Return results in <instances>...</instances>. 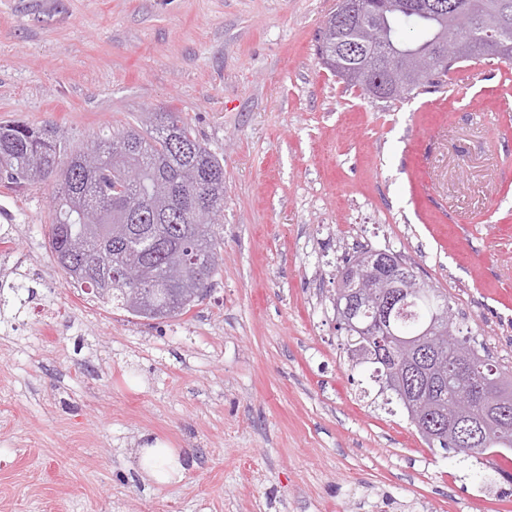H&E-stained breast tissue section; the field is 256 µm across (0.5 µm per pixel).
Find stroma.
I'll return each mask as SVG.
<instances>
[{"label": "stroma", "mask_w": 512, "mask_h": 512, "mask_svg": "<svg viewBox=\"0 0 512 512\" xmlns=\"http://www.w3.org/2000/svg\"><path fill=\"white\" fill-rule=\"evenodd\" d=\"M336 2L0 0V122L81 146L173 111L224 166L220 269L154 321L67 284L50 187L0 186V283L29 290L0 305V512H512V453L428 447L332 308L394 250L512 371V67L369 98L316 54ZM146 436L181 480H142Z\"/></svg>", "instance_id": "obj_1"}]
</instances>
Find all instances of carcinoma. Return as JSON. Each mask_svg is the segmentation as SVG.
<instances>
[{
    "label": "carcinoma",
    "mask_w": 512,
    "mask_h": 512,
    "mask_svg": "<svg viewBox=\"0 0 512 512\" xmlns=\"http://www.w3.org/2000/svg\"><path fill=\"white\" fill-rule=\"evenodd\" d=\"M432 0H359L360 9L385 8V33L373 47L376 55L392 47L417 50L429 60L430 72L410 94H424L448 83L452 71L465 62L497 60L512 64V0H443L471 11L470 24L456 28L452 21H419L411 7ZM442 26L461 43L452 59L439 55L438 42L428 34ZM336 42V12L322 26L317 55ZM353 87L390 76L380 71L365 78L342 76ZM50 182L54 188L53 224L49 225L52 257L74 288L89 285L94 297L147 320L177 318L188 313L207 291L221 260L216 226L224 211V166L194 134L178 112H153L138 127H123L95 136L73 149L52 124H0V182L21 186ZM129 263L142 266L143 287L155 290L161 314L133 302L129 285L119 273ZM405 271L415 276V289L405 307L390 320L393 334L412 338L429 325L445 333L442 353L450 360L457 348L467 347L479 374L493 373L501 391L512 397V372L482 353L462 335L448 296L426 283L412 263ZM431 447L452 449L478 458L512 449V430L493 432L484 448L455 446L421 433Z\"/></svg>",
    "instance_id": "carcinoma-1"
}]
</instances>
